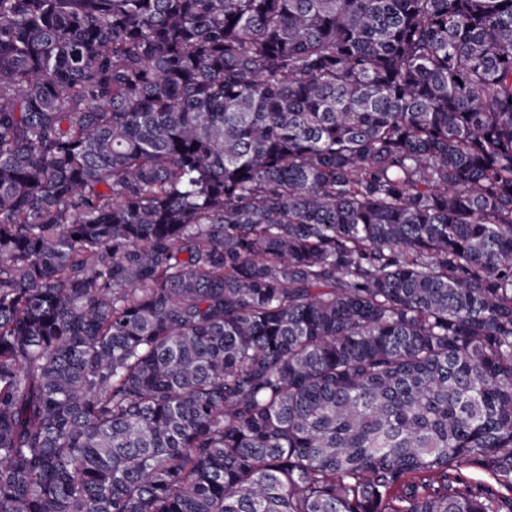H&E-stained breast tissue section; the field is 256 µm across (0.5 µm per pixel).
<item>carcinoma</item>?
Segmentation results:
<instances>
[{"mask_svg": "<svg viewBox=\"0 0 512 512\" xmlns=\"http://www.w3.org/2000/svg\"><path fill=\"white\" fill-rule=\"evenodd\" d=\"M0 512H512V0H0Z\"/></svg>", "mask_w": 512, "mask_h": 512, "instance_id": "obj_1", "label": "carcinoma"}]
</instances>
